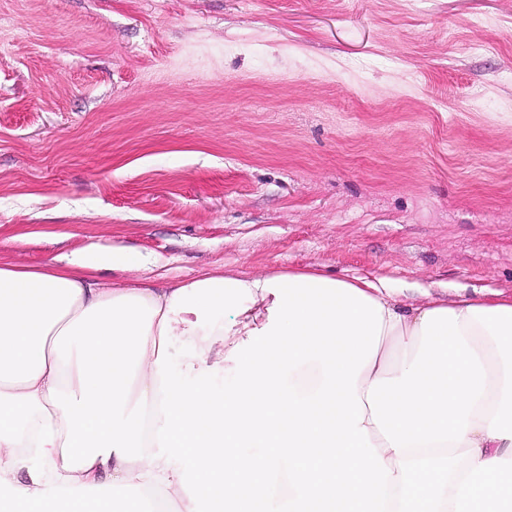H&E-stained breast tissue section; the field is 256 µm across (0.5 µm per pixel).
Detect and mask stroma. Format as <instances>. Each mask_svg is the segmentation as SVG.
I'll return each mask as SVG.
<instances>
[{
	"mask_svg": "<svg viewBox=\"0 0 512 512\" xmlns=\"http://www.w3.org/2000/svg\"><path fill=\"white\" fill-rule=\"evenodd\" d=\"M512 295V0H0V261Z\"/></svg>",
	"mask_w": 512,
	"mask_h": 512,
	"instance_id": "35a3bbf8",
	"label": "stroma"
}]
</instances>
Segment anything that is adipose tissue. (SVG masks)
Listing matches in <instances>:
<instances>
[{"instance_id":"adipose-tissue-1","label":"adipose tissue","mask_w":512,"mask_h":512,"mask_svg":"<svg viewBox=\"0 0 512 512\" xmlns=\"http://www.w3.org/2000/svg\"><path fill=\"white\" fill-rule=\"evenodd\" d=\"M139 262L0 263L9 512H90L100 486L105 512H512V296L409 303L312 270L96 277Z\"/></svg>"}]
</instances>
